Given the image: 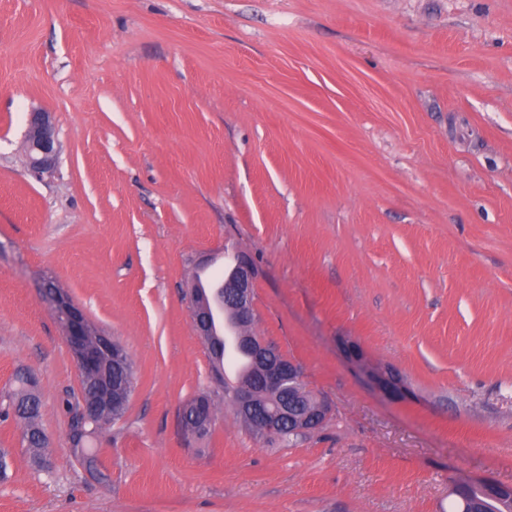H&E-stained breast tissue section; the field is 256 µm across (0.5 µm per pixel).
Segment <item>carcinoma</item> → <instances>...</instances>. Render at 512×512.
Returning <instances> with one entry per match:
<instances>
[{
	"label": "carcinoma",
	"mask_w": 512,
	"mask_h": 512,
	"mask_svg": "<svg viewBox=\"0 0 512 512\" xmlns=\"http://www.w3.org/2000/svg\"><path fill=\"white\" fill-rule=\"evenodd\" d=\"M211 363V372L224 394L234 395L239 388L247 386L254 391L256 406L252 413L235 409L236 417L242 425L256 437L264 439L269 445L276 441L264 437L263 425L266 419L288 404L295 418L299 419L311 411L319 401L311 391L307 390L302 375L278 388H269L260 381L252 356L244 351L246 359L243 370L235 384L229 385L225 377L224 342L218 336L206 339ZM119 356L99 351L98 366L95 374L80 379L77 393L68 395L66 412L69 417V443L72 457L83 465L98 481H108V475L101 469L97 455L91 450V442L101 435L106 426L121 419L128 410L129 399L134 389L135 371L129 354L122 346H117ZM108 382L112 387V404L100 405L95 418H85L81 411L82 401L95 395L96 389ZM19 387L13 393V414L23 428V437L32 452V461L41 467L45 463L46 436L40 426L41 403L36 393L29 388V380L25 376L17 377ZM512 512V490L501 485L495 490L487 491L480 486H473L451 495L448 512Z\"/></svg>",
	"instance_id": "cac0c4a2"
}]
</instances>
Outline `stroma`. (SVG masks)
I'll use <instances>...</instances> for the list:
<instances>
[{
  "label": "stroma",
  "mask_w": 512,
  "mask_h": 512,
  "mask_svg": "<svg viewBox=\"0 0 512 512\" xmlns=\"http://www.w3.org/2000/svg\"><path fill=\"white\" fill-rule=\"evenodd\" d=\"M239 254L254 332L331 408L291 446L240 426L193 326L195 271ZM48 278L135 363L106 483L69 453ZM20 373L51 466L0 422V512H448L455 480L512 485V0H0V409ZM59 144L51 116L35 111L30 115L28 163L38 177L52 175L57 168ZM346 358L355 365L365 369L372 383L386 396L394 400H406L412 396L410 387L399 373L389 367L372 366L363 348L354 340L342 341Z\"/></svg>",
  "instance_id": "stroma-1"
}]
</instances>
